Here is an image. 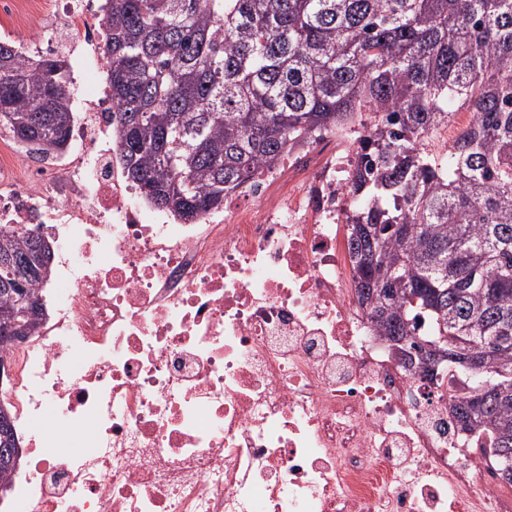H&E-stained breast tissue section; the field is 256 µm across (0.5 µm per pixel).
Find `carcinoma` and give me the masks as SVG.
Here are the masks:
<instances>
[{
	"label": "carcinoma",
	"mask_w": 512,
	"mask_h": 512,
	"mask_svg": "<svg viewBox=\"0 0 512 512\" xmlns=\"http://www.w3.org/2000/svg\"><path fill=\"white\" fill-rule=\"evenodd\" d=\"M103 52L125 178L190 224L295 141L363 120L346 219L362 305L439 387L482 368L452 412L512 480V0H106ZM68 63L0 40V127L59 151ZM474 113L445 154L429 139ZM27 293L45 238L0 230ZM0 278V338L30 336ZM447 337L438 380L422 340ZM0 421V476L17 463Z\"/></svg>",
	"instance_id": "carcinoma-1"
}]
</instances>
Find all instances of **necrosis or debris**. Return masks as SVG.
<instances>
[{"mask_svg":"<svg viewBox=\"0 0 512 512\" xmlns=\"http://www.w3.org/2000/svg\"><path fill=\"white\" fill-rule=\"evenodd\" d=\"M28 53L75 42L65 151L0 154V226L51 232L52 316L5 357L29 434L9 512H512L491 439L412 378L358 298L359 122L183 224L125 180L96 0H0ZM83 434L81 448L71 444Z\"/></svg>","mask_w":512,"mask_h":512,"instance_id":"necrosis-or-debris-1","label":"necrosis or debris"}]
</instances>
